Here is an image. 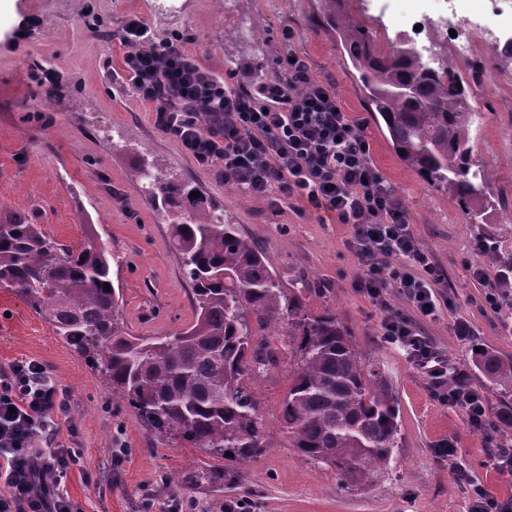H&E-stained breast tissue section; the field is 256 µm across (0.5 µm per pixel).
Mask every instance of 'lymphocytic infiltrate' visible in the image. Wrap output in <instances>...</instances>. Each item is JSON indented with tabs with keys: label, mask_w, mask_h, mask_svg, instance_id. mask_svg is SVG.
Masks as SVG:
<instances>
[{
	"label": "lymphocytic infiltrate",
	"mask_w": 512,
	"mask_h": 512,
	"mask_svg": "<svg viewBox=\"0 0 512 512\" xmlns=\"http://www.w3.org/2000/svg\"><path fill=\"white\" fill-rule=\"evenodd\" d=\"M147 34L139 18L127 21L121 79L137 96L155 103L156 126L216 179L260 199L277 192L307 201L350 225L353 285L383 311L384 341L404 349L442 403L464 409L470 427L484 430L483 396L449 382L445 356L416 331L412 315L390 303L395 294L409 303L412 314L435 317L445 300L436 290L442 277L335 86L312 80L305 59L292 52L282 61L285 79L261 84L253 96L205 71L183 40L144 48ZM472 273L492 311L512 310V266L492 278L479 264ZM67 398L38 362L19 361L0 371V459L6 463L0 480L9 489L0 497V512H79L59 486L80 451L53 444L52 416L65 411ZM39 441L46 451H34Z\"/></svg>",
	"instance_id": "1"
}]
</instances>
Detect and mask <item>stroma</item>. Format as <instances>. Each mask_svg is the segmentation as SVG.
Returning <instances> with one entry per match:
<instances>
[{
    "label": "stroma",
    "mask_w": 512,
    "mask_h": 512,
    "mask_svg": "<svg viewBox=\"0 0 512 512\" xmlns=\"http://www.w3.org/2000/svg\"><path fill=\"white\" fill-rule=\"evenodd\" d=\"M328 0H11L0 12V212L36 215L56 241L76 246L93 226L112 254V281L123 297L129 330L154 336L194 319L190 286L169 241V219L135 178L142 162L189 183L206 207L221 211L259 245L281 284L304 290L309 313H335L364 360L383 365L400 406L397 446L388 466L358 490H341L334 470L299 456L280 423L293 362L281 357L254 390L274 445L237 468L233 484H191L208 454L165 438L127 401L113 397L102 373L56 336L49 321L0 288V369L41 363L68 392L67 413L54 415V443L82 458L63 479V493L81 512H224L244 501L250 512H470L456 479L464 466L488 493L512 498V474L490 458L500 439L492 425L512 392L490 386L474 367L483 347L512 357V319L494 313L469 267L495 275L512 256V56L494 41L481 44L488 77L474 88L485 122L475 154L491 169L492 196L504 199L492 223H467L455 199L432 188L394 153L358 87L330 19ZM345 7L379 44L426 41L435 26L464 32H512V0H436L423 14L418 0H346ZM147 25L153 43L183 38L208 72L240 91L279 77L280 60L303 56L309 75L335 84L343 108L364 127L371 157L411 216L412 229L443 275L451 304L437 319L418 318L423 333L483 396L488 428L473 431L465 411L435 398L424 374L380 335L381 310L352 286V229L323 210L287 200L258 199L230 188L198 166L177 140L155 125V106L116 79L129 17ZM494 247L476 254L477 235ZM464 319L474 334L460 340ZM457 446L455 461L437 453Z\"/></svg>",
    "instance_id": "obj_1"
}]
</instances>
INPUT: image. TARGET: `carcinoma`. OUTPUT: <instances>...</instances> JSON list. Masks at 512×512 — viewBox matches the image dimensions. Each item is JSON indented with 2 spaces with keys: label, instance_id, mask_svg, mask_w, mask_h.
Returning <instances> with one entry per match:
<instances>
[{
  "label": "carcinoma",
  "instance_id": "1",
  "mask_svg": "<svg viewBox=\"0 0 512 512\" xmlns=\"http://www.w3.org/2000/svg\"><path fill=\"white\" fill-rule=\"evenodd\" d=\"M336 5L333 22L369 111L378 113L400 159L450 194L470 224L490 223L486 189L493 173L474 158L481 113L471 85L447 64L434 66L403 46L379 50L370 32ZM150 197L172 217L170 243L192 289L195 319L162 336H136L122 316L110 252L92 225L83 242L63 245L30 214L0 215V288L46 316L54 332L106 377L162 433L213 460L195 483L233 480L222 464L243 463L272 447L251 381L276 361L270 336L298 339L281 421L289 447L333 469L344 489L371 482L392 458L400 416L384 368L364 363L333 313L310 314L281 287L265 254L237 225L191 197L193 188L138 169ZM474 361L492 386L512 384V359L481 348Z\"/></svg>",
  "mask_w": 512,
  "mask_h": 512
}]
</instances>
